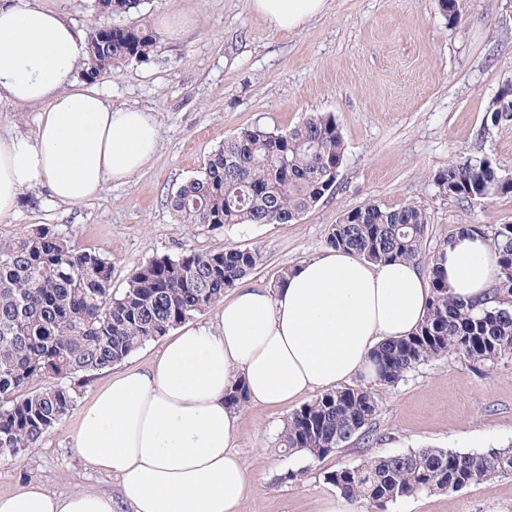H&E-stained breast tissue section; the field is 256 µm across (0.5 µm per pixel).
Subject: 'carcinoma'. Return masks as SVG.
<instances>
[{"label":"carcinoma","mask_w":512,"mask_h":512,"mask_svg":"<svg viewBox=\"0 0 512 512\" xmlns=\"http://www.w3.org/2000/svg\"><path fill=\"white\" fill-rule=\"evenodd\" d=\"M146 0H94L99 18L142 12ZM450 24L461 18L458 0H437ZM161 35L148 27L114 25L88 37L90 76L109 78L144 62ZM512 101V83L497 91L491 122ZM345 160L336 118L313 113L287 129L247 127L213 150L200 174L168 198L178 224H276L302 215L335 193ZM439 193L469 207L504 193L498 165L480 157L448 162L434 175ZM429 217L416 205L367 204L343 213L328 229L327 245L372 263L417 265L425 255ZM486 235L480 224H460L454 235ZM488 236V235H486ZM501 276L491 300L467 303L428 266L432 300L411 335L381 343L371 361L373 381L393 386L417 366L454 352L493 366L512 359V224L488 236ZM261 260L256 249L190 251L162 256L134 270L120 294L112 293V262L72 245L53 226L0 239V459L37 448L73 404L64 381L121 363L146 343L195 315L216 307L224 290L250 275ZM233 409L247 405L244 386L225 393ZM374 393L361 385L325 392L296 410L280 435V447L321 459L364 432L375 419ZM512 472V442L480 452L418 448L374 457L328 473L346 498L375 507L420 494H451Z\"/></svg>","instance_id":"1"}]
</instances>
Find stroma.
Here are the masks:
<instances>
[{
    "instance_id": "stroma-1",
    "label": "stroma",
    "mask_w": 512,
    "mask_h": 512,
    "mask_svg": "<svg viewBox=\"0 0 512 512\" xmlns=\"http://www.w3.org/2000/svg\"><path fill=\"white\" fill-rule=\"evenodd\" d=\"M448 24L437 0H329L327 12L295 31L270 28L249 0H147L143 17L181 16L178 40L162 39L149 61L130 63L97 87L113 107L153 115L155 156L99 198L57 203L47 188L25 191L0 221V239L50 224L71 244L112 263V286L153 258L224 247L262 254L250 284L271 286L277 271L327 249L326 234L348 210L369 203L414 204L429 216L427 252L460 224H512V193L469 208L438 193L432 177L450 160L479 156L512 170V123L492 125L487 108L512 80V0H459ZM332 114L346 152L335 194L280 224L218 229L175 223L172 191L197 176L207 156L245 127L286 130L312 113ZM119 366L72 379L74 404L39 447L0 460V494L31 481L48 490L117 493L116 478L84 464L72 435L94 391ZM378 413L370 440L323 460L280 448L284 424L309 396L240 412L238 454L249 474L241 512H324L339 491L327 472L371 456L417 448L461 452L512 442V360L483 366L455 353L413 369L397 385L374 386ZM384 512H512V474L457 493L421 494Z\"/></svg>"
}]
</instances>
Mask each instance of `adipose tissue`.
<instances>
[{"mask_svg": "<svg viewBox=\"0 0 512 512\" xmlns=\"http://www.w3.org/2000/svg\"><path fill=\"white\" fill-rule=\"evenodd\" d=\"M272 28L300 29L328 0H250ZM88 42L38 0H0V100L36 105L33 135H0V221L24 191L45 185L64 204L97 197L150 161L159 146L150 112L112 108L74 69ZM433 264L461 300L490 296L498 256L480 236L456 237ZM431 300L429 275L403 261L371 263L342 251L300 260L281 287L239 286L211 326L182 327L147 369H126L97 390L73 436L77 456L119 476V493L59 495L33 481L0 495V512H240L249 477L234 448L240 418L225 392L282 405L371 375L381 343L411 334Z\"/></svg>", "mask_w": 512, "mask_h": 512, "instance_id": "ef3b65f1", "label": "adipose tissue"}]
</instances>
